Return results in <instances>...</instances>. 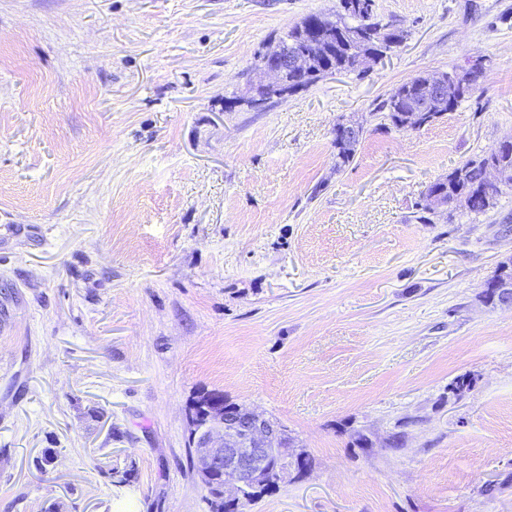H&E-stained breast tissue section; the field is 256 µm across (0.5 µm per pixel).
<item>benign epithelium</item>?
Masks as SVG:
<instances>
[{
	"label": "benign epithelium",
	"instance_id": "benign-epithelium-1",
	"mask_svg": "<svg viewBox=\"0 0 512 512\" xmlns=\"http://www.w3.org/2000/svg\"><path fill=\"white\" fill-rule=\"evenodd\" d=\"M313 63L312 50L292 62L286 55L279 61H266L261 70L272 74L274 80L252 87L251 92L258 98L273 92L285 96L289 93L287 67L292 65L310 74ZM364 131V124L342 120L335 138L341 144L349 143ZM281 441L280 429L267 417L251 410L242 413L224 410L203 431L192 435L196 473L205 478L223 475L224 498L238 500L260 478L270 462L269 448Z\"/></svg>",
	"mask_w": 512,
	"mask_h": 512
}]
</instances>
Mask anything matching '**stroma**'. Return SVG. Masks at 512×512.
<instances>
[{
  "mask_svg": "<svg viewBox=\"0 0 512 512\" xmlns=\"http://www.w3.org/2000/svg\"><path fill=\"white\" fill-rule=\"evenodd\" d=\"M339 9L0 0V512H204L206 391L310 459L244 512H512V308L483 299L512 190L418 221L512 136V0H375L400 47L252 104L263 47ZM476 58L456 111L384 123L398 85ZM343 118L365 134L339 170Z\"/></svg>",
  "mask_w": 512,
  "mask_h": 512,
  "instance_id": "1",
  "label": "stroma"
}]
</instances>
